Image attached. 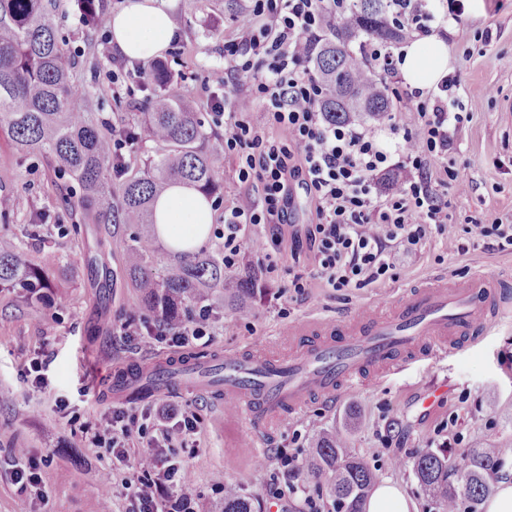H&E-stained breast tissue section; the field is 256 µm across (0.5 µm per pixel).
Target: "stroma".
Returning <instances> with one entry per match:
<instances>
[{
  "label": "stroma",
  "mask_w": 512,
  "mask_h": 512,
  "mask_svg": "<svg viewBox=\"0 0 512 512\" xmlns=\"http://www.w3.org/2000/svg\"><path fill=\"white\" fill-rule=\"evenodd\" d=\"M484 2L481 16L463 14L461 23L448 24L444 37L448 72L458 83L457 103L472 116L459 146L448 153L449 164L460 174L442 189L454 224L469 215L487 223L512 221V119L503 111L512 101V0ZM165 5L181 23L161 59L171 73L182 74L195 87V111L207 112L209 94L224 89V40L236 34L245 4L165 0ZM53 19L68 47L77 52L71 78L84 91L80 111L103 123L132 120L142 111V101L93 91L108 66L102 34L86 26L75 0H59ZM482 86L493 87V96L474 95V88ZM55 183L42 158L19 161L8 149H0V194L16 200L7 223H0V238L14 241L33 262L52 257L55 267L51 304L0 291V459L15 448L53 457L44 473L51 488L48 500H22L1 475L0 512H125L128 503L119 495L121 472L109 456L87 447L80 424L116 408L106 394H95L97 376L149 365L148 358L112 338L115 318L143 313L140 295L126 275L125 257L145 228L75 223L61 208ZM38 215L44 218L39 226L33 223ZM463 243L468 246L464 253L458 250ZM481 268L512 271V253L493 250L475 236L465 242L451 235L432 238L419 257L402 263L395 280L383 285L341 296L312 282L305 299L289 303L285 316L261 295L247 312L228 313L219 293L212 291L188 307L193 314L208 304L219 319L211 340L194 350L213 354L254 349L285 360L303 349L301 340L282 335L290 324L308 317L331 319L337 330H346L362 308L390 314L397 298L432 276L444 274L454 282ZM39 354L49 360L47 390L24 379L30 360ZM56 387L81 399L80 421L57 413L52 394ZM174 399L201 409V427L185 456L181 482L200 496L202 512H220L222 498L212 487L224 480L253 500L266 497L276 477L271 448L284 441L289 454L305 459L314 436L331 427L347 429L348 448L377 469L382 481L404 488L418 512H439L415 477L413 462L439 449L443 438L436 427L442 418L456 412L465 422L462 444L448 451L453 465H462L470 449L485 444L512 449V323L463 351L386 375L380 385L351 389L334 405L311 404L272 434H239L235 423L224 420L220 395L184 392ZM392 422L407 438L403 447L382 443Z\"/></svg>",
  "instance_id": "stroma-1"
}]
</instances>
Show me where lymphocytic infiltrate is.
<instances>
[{
    "mask_svg": "<svg viewBox=\"0 0 512 512\" xmlns=\"http://www.w3.org/2000/svg\"><path fill=\"white\" fill-rule=\"evenodd\" d=\"M352 0H249L244 23L224 41V83L208 107L224 128V153L233 158L243 190L224 211L217 231L224 241V268L246 262L244 245L253 235L269 238L293 261L292 295L273 300L299 302L311 280L333 292L381 285L394 279L400 261L420 256L427 243L455 230L478 232L498 251H512V224L496 220L455 227L448 222V201L439 192L459 173L448 152L469 121L454 111L457 82L442 79L436 90L401 91L398 64L403 46L460 20L461 0H388V16L400 25L397 45L362 42L359 52L385 89L417 116L420 133L400 125L394 113L380 123L328 122L320 110L325 87L311 68L310 48L336 21L346 18ZM247 76L246 94L231 93ZM409 172L404 183L391 182L396 171ZM303 188L309 223L295 221V188ZM215 318L200 307L188 321L171 322L144 315L121 321L114 334L138 353L182 349L210 339ZM197 408L159 401L141 412L118 409L86 424L89 443L112 455L128 471L121 481L127 512H200L196 495L180 485L182 460L169 448L174 435L197 433ZM148 449L150 466L135 470V457ZM49 455L29 451L8 458L1 468L18 495L43 501Z\"/></svg>",
    "mask_w": 512,
    "mask_h": 512,
    "instance_id": "obj_1",
    "label": "lymphocytic infiltrate"
}]
</instances>
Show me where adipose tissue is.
Wrapping results in <instances>:
<instances>
[{"mask_svg": "<svg viewBox=\"0 0 512 512\" xmlns=\"http://www.w3.org/2000/svg\"><path fill=\"white\" fill-rule=\"evenodd\" d=\"M112 47L132 60L146 61L165 51L175 29L171 14L158 0H126L110 17ZM406 84L429 87L448 71L444 42L436 37L417 40L404 51L400 66ZM211 203L194 187L175 185L162 194L154 208L160 238L174 252L197 249L210 238Z\"/></svg>", "mask_w": 512, "mask_h": 512, "instance_id": "obj_1", "label": "adipose tissue"}]
</instances>
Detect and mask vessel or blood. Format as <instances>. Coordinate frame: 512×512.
Segmentation results:
<instances>
[{
  "instance_id": "obj_1",
  "label": "vessel or blood",
  "mask_w": 512,
  "mask_h": 512,
  "mask_svg": "<svg viewBox=\"0 0 512 512\" xmlns=\"http://www.w3.org/2000/svg\"><path fill=\"white\" fill-rule=\"evenodd\" d=\"M502 277L479 271L453 287L420 286L387 317L359 313L348 336L321 338L278 362L261 353L227 352L181 366L155 361L159 386L202 393L224 387L225 414H238L250 433L268 431L307 404L339 398L356 381L403 372L418 361L465 349L496 331L503 314Z\"/></svg>"
}]
</instances>
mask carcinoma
Segmentation results:
<instances>
[{"instance_id":"1","label":"carcinoma","mask_w":512,"mask_h":512,"mask_svg":"<svg viewBox=\"0 0 512 512\" xmlns=\"http://www.w3.org/2000/svg\"><path fill=\"white\" fill-rule=\"evenodd\" d=\"M88 27L108 10V0H81ZM54 0H0V139L20 159L39 155L59 173L74 180L79 195L63 200L70 214L86 224H154L156 198L171 184L187 182L209 199L223 195L214 154L218 147L202 113L173 93L162 91L147 99V109L132 124L97 125L76 110L79 89L73 84L67 52L51 18ZM367 37L385 43L398 38L388 23L387 0H353L351 15L338 21L317 46L311 65L326 95L322 111L336 123L356 113L380 118L391 102L377 76L359 59L352 45ZM148 84L165 86L170 77L162 62L145 70ZM153 130L154 154L143 161L126 159L121 178L112 177V135L137 136ZM163 250L158 234L148 233L127 252L126 274L138 289L145 312L181 320L186 304L207 289L219 288L224 309H248L258 294L254 277L244 273L230 280L224 259L214 253L185 252L163 270L147 262ZM54 261L29 262L17 248L0 246V288L46 298ZM500 465V449L474 448L467 454L461 483H448V455L429 451L413 464L418 481L436 499L439 509L459 498L480 512L490 486L487 476ZM306 476L328 485L336 512H363V504L379 476L364 459L347 448L344 434L326 430L310 447ZM224 512H252L250 499L230 484L224 489Z\"/></svg>"}]
</instances>
